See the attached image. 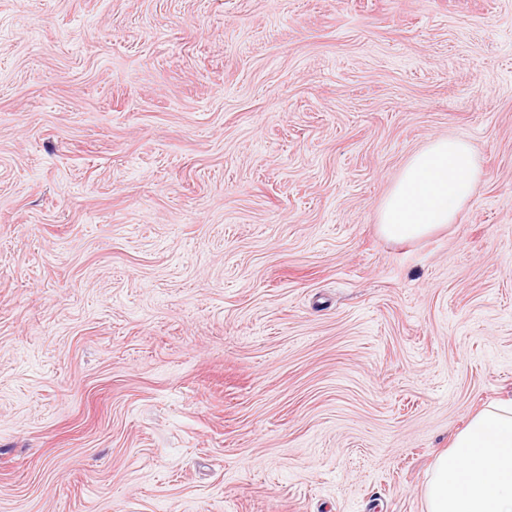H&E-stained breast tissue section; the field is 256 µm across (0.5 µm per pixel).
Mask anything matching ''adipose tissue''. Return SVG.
<instances>
[{"mask_svg": "<svg viewBox=\"0 0 512 512\" xmlns=\"http://www.w3.org/2000/svg\"><path fill=\"white\" fill-rule=\"evenodd\" d=\"M482 175L460 138L437 137L415 152L385 198L388 240L426 238L455 222ZM426 512H512V398L488 404L440 454L425 486Z\"/></svg>", "mask_w": 512, "mask_h": 512, "instance_id": "adipose-tissue-1", "label": "adipose tissue"}]
</instances>
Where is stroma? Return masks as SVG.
Returning <instances> with one entry per match:
<instances>
[{
    "label": "stroma",
    "mask_w": 512,
    "mask_h": 512,
    "mask_svg": "<svg viewBox=\"0 0 512 512\" xmlns=\"http://www.w3.org/2000/svg\"><path fill=\"white\" fill-rule=\"evenodd\" d=\"M505 396L512 0H0V512H425ZM481 175L479 159L467 141L430 140L410 157L385 198L380 233L393 242H408L448 228Z\"/></svg>",
    "instance_id": "35a3bbf8"
}]
</instances>
